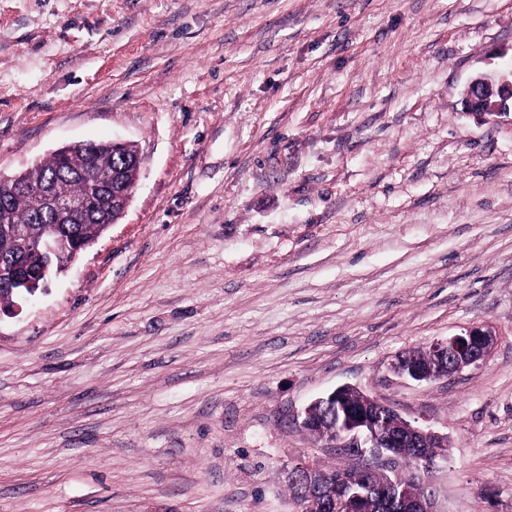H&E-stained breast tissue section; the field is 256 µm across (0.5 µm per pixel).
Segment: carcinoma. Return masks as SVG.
I'll return each mask as SVG.
<instances>
[{
  "mask_svg": "<svg viewBox=\"0 0 512 512\" xmlns=\"http://www.w3.org/2000/svg\"><path fill=\"white\" fill-rule=\"evenodd\" d=\"M94 148L97 164L91 176L64 170L57 155L53 154L34 169L23 173L19 182L46 181L52 185L56 197L61 201L87 199L89 182L94 176L104 178L108 183L112 182V178H117L115 182L120 190L133 188L137 181V170L131 165V161L137 148L130 145L124 149H117L110 143H97ZM120 215L121 209L114 206L107 218L100 219L90 214L77 224H55L52 214L46 213L39 217L32 212L29 201L21 194L18 185L11 182L0 183V258L17 264L24 272L35 270L42 263L41 254L20 252L16 245L17 240L28 238L42 241L66 237L75 241L76 247L81 249L98 239L105 232V224L120 219ZM398 453L400 465L397 479L400 486L413 491L419 489L421 459L425 455H433L434 449L418 448L411 443L407 448L398 449ZM317 474L324 480L323 494H309L298 483L290 482L292 499L297 501L300 512H327V493L335 492V485L340 481L371 487L372 494L366 507L371 512H380L385 488V478L382 475L360 466L336 469L320 465L317 466Z\"/></svg>",
  "mask_w": 512,
  "mask_h": 512,
  "instance_id": "obj_1",
  "label": "carcinoma"
}]
</instances>
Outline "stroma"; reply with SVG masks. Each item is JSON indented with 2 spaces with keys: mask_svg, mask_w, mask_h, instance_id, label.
Instances as JSON below:
<instances>
[{
  "mask_svg": "<svg viewBox=\"0 0 512 512\" xmlns=\"http://www.w3.org/2000/svg\"><path fill=\"white\" fill-rule=\"evenodd\" d=\"M512 0H0V174L125 140V216L0 312V512H294L349 385L448 438L439 512H512ZM486 321L479 368L401 352ZM464 112L497 116L512 112V70L498 82L484 77L471 80L462 96ZM349 388L341 387L336 388L332 392L328 394V397H319L316 400L312 401L304 410V416L300 423V426L306 432L316 435L310 428L318 424V414L316 413L318 408H322L324 405L325 408H331L333 406V401L336 400L341 393L348 390Z\"/></svg>",
  "mask_w": 512,
  "mask_h": 512,
  "instance_id": "stroma-1",
  "label": "stroma"
}]
</instances>
